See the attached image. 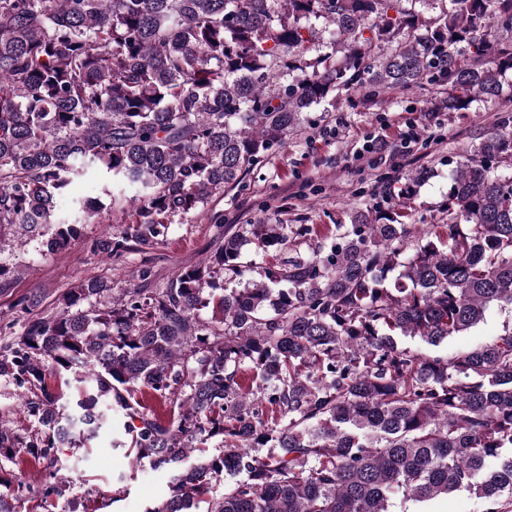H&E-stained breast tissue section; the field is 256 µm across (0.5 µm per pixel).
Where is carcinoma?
Listing matches in <instances>:
<instances>
[{
    "instance_id": "1",
    "label": "carcinoma",
    "mask_w": 512,
    "mask_h": 512,
    "mask_svg": "<svg viewBox=\"0 0 512 512\" xmlns=\"http://www.w3.org/2000/svg\"><path fill=\"white\" fill-rule=\"evenodd\" d=\"M509 76L512 0H0V237L13 227L58 252L106 222L98 197L72 222L57 214L92 168L106 196L135 188V219L94 243L119 257L238 185L344 91L427 83L434 111L467 112ZM426 175L395 192L381 179L380 201L338 238L231 288L247 238L283 248L288 225L226 234L160 289L103 303L112 285L83 280L50 317L21 300L0 377L40 429L0 423V459L54 466L96 438L106 404L139 422L115 447L172 471L145 512H426L461 490L512 512V321L472 350H439L512 307V127L471 142L447 222L418 227L405 204ZM51 372L76 385L75 408ZM67 484L56 469L28 492L46 510Z\"/></svg>"
}]
</instances>
